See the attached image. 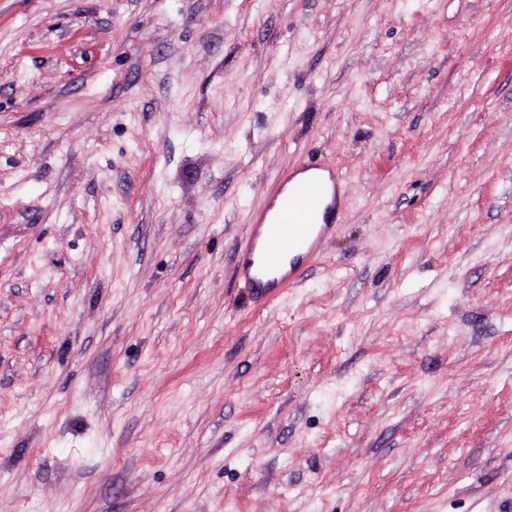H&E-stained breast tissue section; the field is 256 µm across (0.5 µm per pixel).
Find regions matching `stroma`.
<instances>
[{"instance_id":"stroma-1","label":"stroma","mask_w":512,"mask_h":512,"mask_svg":"<svg viewBox=\"0 0 512 512\" xmlns=\"http://www.w3.org/2000/svg\"><path fill=\"white\" fill-rule=\"evenodd\" d=\"M0 512H512V0H0ZM294 182L286 175L270 201L257 211L250 235L235 253V275L259 301L295 284L318 260L336 232L340 177L333 168L302 163ZM288 260V268L285 267Z\"/></svg>"}]
</instances>
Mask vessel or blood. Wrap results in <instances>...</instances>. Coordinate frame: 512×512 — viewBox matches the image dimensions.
Returning <instances> with one entry per match:
<instances>
[{
  "instance_id": "vessel-or-blood-1",
  "label": "vessel or blood",
  "mask_w": 512,
  "mask_h": 512,
  "mask_svg": "<svg viewBox=\"0 0 512 512\" xmlns=\"http://www.w3.org/2000/svg\"><path fill=\"white\" fill-rule=\"evenodd\" d=\"M303 180L286 176L253 218L250 235L235 254V274L258 300L295 284L318 260L336 231L340 177L318 164H301Z\"/></svg>"
}]
</instances>
